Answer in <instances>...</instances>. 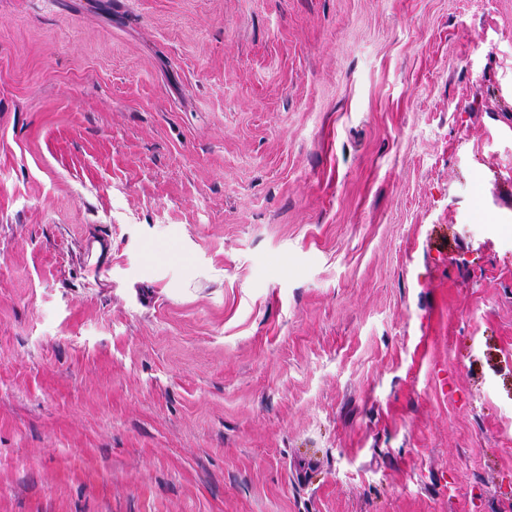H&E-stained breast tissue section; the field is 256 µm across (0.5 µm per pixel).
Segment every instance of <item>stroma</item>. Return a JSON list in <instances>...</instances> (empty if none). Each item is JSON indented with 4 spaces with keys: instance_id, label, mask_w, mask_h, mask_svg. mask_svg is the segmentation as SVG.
<instances>
[{
    "instance_id": "35a3bbf8",
    "label": "stroma",
    "mask_w": 512,
    "mask_h": 512,
    "mask_svg": "<svg viewBox=\"0 0 512 512\" xmlns=\"http://www.w3.org/2000/svg\"><path fill=\"white\" fill-rule=\"evenodd\" d=\"M0 512H512V0H0Z\"/></svg>"
}]
</instances>
